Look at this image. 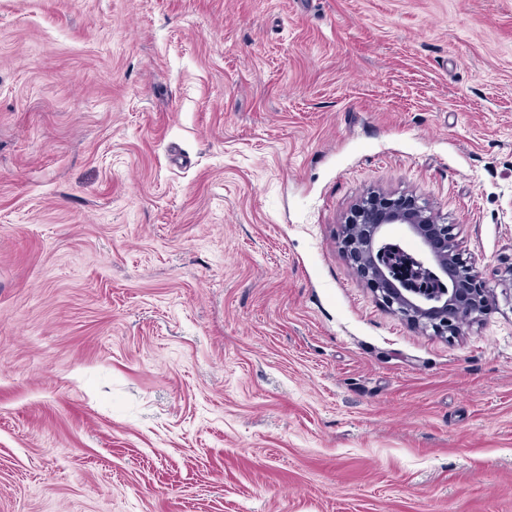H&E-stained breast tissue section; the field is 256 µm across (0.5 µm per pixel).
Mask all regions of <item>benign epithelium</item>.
Returning <instances> with one entry per match:
<instances>
[{"mask_svg":"<svg viewBox=\"0 0 512 512\" xmlns=\"http://www.w3.org/2000/svg\"><path fill=\"white\" fill-rule=\"evenodd\" d=\"M402 224L414 241L408 254L387 227ZM347 259L377 299L408 324L455 334L463 317H481L491 290L465 262L449 225L413 195L370 193L344 221Z\"/></svg>","mask_w":512,"mask_h":512,"instance_id":"1","label":"benign epithelium"}]
</instances>
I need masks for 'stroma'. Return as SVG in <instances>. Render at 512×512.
Instances as JSON below:
<instances>
[{"instance_id": "35a3bbf8", "label": "stroma", "mask_w": 512, "mask_h": 512, "mask_svg": "<svg viewBox=\"0 0 512 512\" xmlns=\"http://www.w3.org/2000/svg\"><path fill=\"white\" fill-rule=\"evenodd\" d=\"M492 288L438 336L367 192ZM512 0H0V512H512ZM389 224H403L415 246L392 241ZM344 233V252L358 276L408 324L453 335L463 316L476 319L488 310L491 290L462 259L449 225L434 217L418 197L370 193L345 217ZM420 276L442 288H418Z\"/></svg>"}]
</instances>
